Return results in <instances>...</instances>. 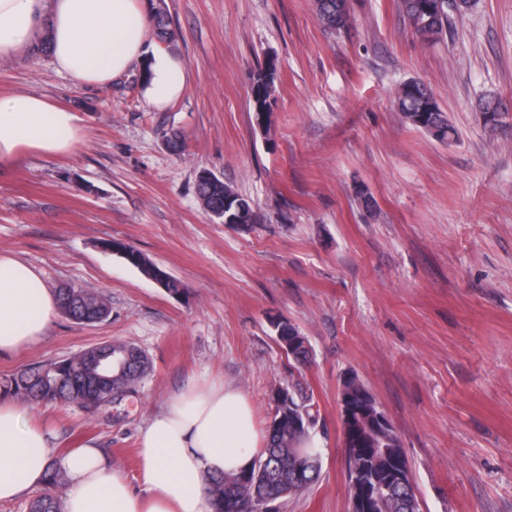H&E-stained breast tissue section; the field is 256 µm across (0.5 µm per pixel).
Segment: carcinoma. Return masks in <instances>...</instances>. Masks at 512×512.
Returning a JSON list of instances; mask_svg holds the SVG:
<instances>
[{
    "label": "carcinoma",
    "instance_id": "carcinoma-1",
    "mask_svg": "<svg viewBox=\"0 0 512 512\" xmlns=\"http://www.w3.org/2000/svg\"><path fill=\"white\" fill-rule=\"evenodd\" d=\"M316 15L322 25L341 31L351 20L349 0H314ZM471 8L469 0H445L441 13L434 10L433 0H400V9L413 33L425 42L440 38L448 28L449 12L462 13ZM154 35L161 42L172 40L169 18L152 15ZM402 93L395 106L412 126L425 131L435 141L446 144L457 131L448 113L437 103L431 88L418 79L401 84ZM274 70L267 65L256 67L252 76L253 112H270L273 106ZM198 195L209 212L224 218L229 224H254L257 215L251 201L232 186L217 178L197 184ZM131 264L144 276L155 275L162 268L138 250L129 249ZM60 310L77 324L99 321L94 309V296L81 288H62L58 292ZM276 341L286 356L298 366L310 361L305 349L306 337L287 322H271ZM105 363L112 368V385L132 392L150 373L152 363L145 351L137 346L114 340L106 345ZM92 372L77 356L54 359L26 368L3 384L6 394L35 399L45 403L68 405L90 390ZM292 393L293 417L282 412L271 418L267 426L266 444L260 449L254 465L235 475L212 479L209 493L215 512H254L267 497L285 500L305 493L320 477L321 465L303 469L296 475L303 456L313 455V432L318 423V409L313 395L305 391ZM339 395L343 399H363L374 410L378 403L356 376L341 381ZM349 501L359 498L361 483L377 485L379 493L372 512H420L413 492L394 480L390 473L392 462L407 464L404 449L396 430L378 436L367 428L355 434V441L344 448ZM62 474L51 471L43 491L29 503V512H61L55 495Z\"/></svg>",
    "mask_w": 512,
    "mask_h": 512
}]
</instances>
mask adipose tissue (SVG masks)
<instances>
[{
    "label": "adipose tissue",
    "instance_id": "adipose-tissue-1",
    "mask_svg": "<svg viewBox=\"0 0 512 512\" xmlns=\"http://www.w3.org/2000/svg\"><path fill=\"white\" fill-rule=\"evenodd\" d=\"M142 0H0V60L49 40L56 67L74 83L110 85L132 64L146 67L148 101L164 108L185 89L174 57L151 48ZM84 141L78 117L36 93L0 95V165L23 152L60 155ZM58 313L34 268L0 252V354L41 343ZM263 444L248 396L206 381L186 387L154 414L138 440L141 486L133 488L100 449L55 454L25 402L0 397V502L43 487L51 468L66 481L62 512H213L211 477L249 468Z\"/></svg>",
    "mask_w": 512,
    "mask_h": 512
}]
</instances>
